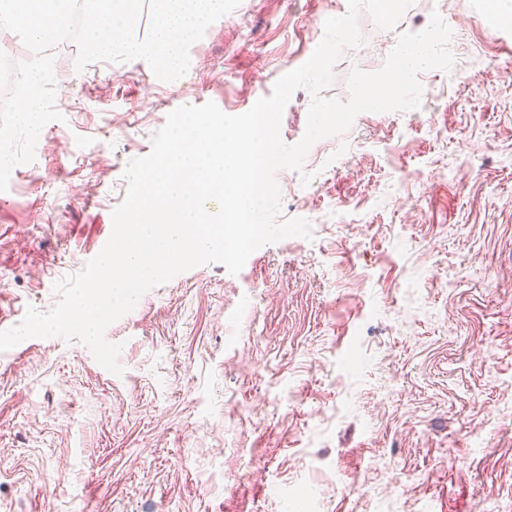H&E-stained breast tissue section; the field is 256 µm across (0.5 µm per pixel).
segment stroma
Segmentation results:
<instances>
[{
  "instance_id": "stroma-1",
  "label": "stroma",
  "mask_w": 512,
  "mask_h": 512,
  "mask_svg": "<svg viewBox=\"0 0 512 512\" xmlns=\"http://www.w3.org/2000/svg\"><path fill=\"white\" fill-rule=\"evenodd\" d=\"M347 10L242 0L170 83L56 51L63 118L0 192V331L100 252L172 110L248 111ZM435 12L455 62L420 74L419 108L360 113L276 173L280 219L313 240L149 290L105 332L122 375L77 339L0 352V512H512V13L415 0L381 29L360 12L322 95L348 100L352 71ZM311 100L286 105V144Z\"/></svg>"
}]
</instances>
